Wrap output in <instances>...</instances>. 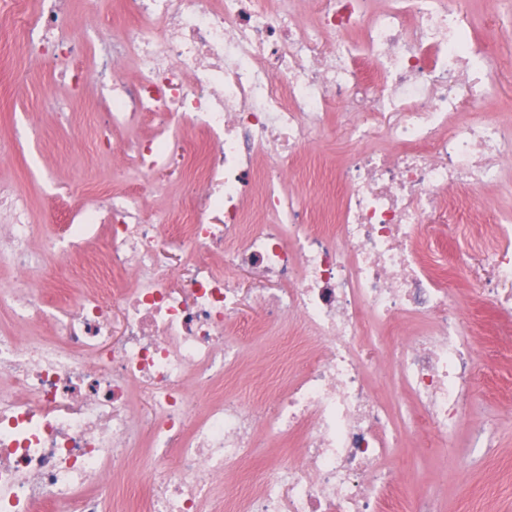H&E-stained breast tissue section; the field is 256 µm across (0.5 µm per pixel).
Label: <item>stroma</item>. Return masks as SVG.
I'll use <instances>...</instances> for the list:
<instances>
[{
  "label": "stroma",
  "instance_id": "stroma-1",
  "mask_svg": "<svg viewBox=\"0 0 512 512\" xmlns=\"http://www.w3.org/2000/svg\"><path fill=\"white\" fill-rule=\"evenodd\" d=\"M500 69L495 86L476 105L456 112L454 120L470 123L494 119L512 136V34L496 47ZM25 72L22 85L9 78L15 69ZM97 108L89 92L64 89L56 71L45 61L20 56L14 42L0 40V140L19 138L14 157L0 160V179L13 183L31 203L35 223H44L49 208H56L57 223L66 221L65 197L83 177L96 187L122 190L134 184L132 174L113 157L94 153L79 128ZM341 112H334L327 129L304 152L290 157L293 177L289 192L311 196L314 231L330 234L336 230V209L341 192L332 180L350 149L340 132ZM196 164L173 154L170 166L155 179L158 193L149 200L153 214H164L173 206L184 178ZM512 222V168L505 169L496 183L485 186L473 212L447 224H425L421 238L443 245L446 263L436 273L454 287L463 302L462 316L478 359L476 381L467 413L450 439H442L425 428L403 437L392 463L403 468L405 487L393 494L394 512H412L419 499L428 498L436 512H512V323L497 319L495 313L474 291L475 272L460 258L472 254L477 242L493 237L495 227ZM243 337L240 364L214 385L212 396L234 391L247 382L250 401L265 399L271 388L287 387L291 377L284 374L283 340L267 337L259 318L248 316L239 323ZM491 421L494 446L474 447V424Z\"/></svg>",
  "mask_w": 512,
  "mask_h": 512
}]
</instances>
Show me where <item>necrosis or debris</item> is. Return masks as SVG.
I'll return each mask as SVG.
<instances>
[{
	"mask_svg": "<svg viewBox=\"0 0 512 512\" xmlns=\"http://www.w3.org/2000/svg\"><path fill=\"white\" fill-rule=\"evenodd\" d=\"M133 22L119 40L87 22L71 28L72 0H16L13 37L31 57L52 56L66 85L99 87L90 140L119 149L140 186L75 192L68 225L41 251L28 200L0 181V264L14 272L0 307L29 329L0 331V512H103L101 495L130 465L140 431L129 407L149 391L156 464L135 493L150 512H206L212 480L249 463L258 428L299 436L293 460L261 469L223 512H383L401 473L387 464L401 437L425 419L451 437L465 416L475 354L460 305L433 267L444 255L419 236L447 220L448 187L460 210L512 164V141L492 121L451 125L478 102L497 68L490 38L472 36L465 0H124ZM309 14L310 24L299 23ZM90 58L91 67L78 66ZM137 68L135 82L120 71ZM345 109L352 144L334 234L309 228V200L286 191L285 161ZM151 122L144 140L113 144L121 127ZM201 164L166 216L144 206L172 145ZM264 160V177L254 165ZM256 197L265 215L243 208ZM484 252L480 296L512 318V225ZM92 239L107 260L70 268ZM258 290L252 305L276 336L322 345L301 360L273 414L243 392L207 396L238 362L226 330L240 322V272ZM130 280L114 285V275ZM85 280L78 300L45 301L44 279ZM55 324L54 339L34 330ZM406 320L410 336L382 346L380 328ZM383 350L416 408L395 418L373 394L367 369Z\"/></svg>",
	"mask_w": 512,
	"mask_h": 512,
	"instance_id": "1",
	"label": "necrosis or debris"
}]
</instances>
